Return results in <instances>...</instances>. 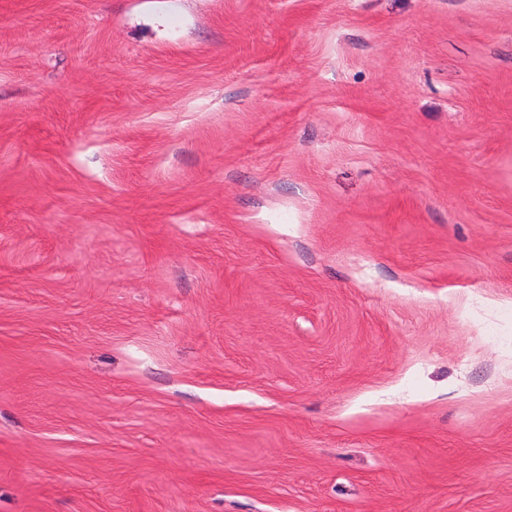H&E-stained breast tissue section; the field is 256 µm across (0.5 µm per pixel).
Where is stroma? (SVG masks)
Masks as SVG:
<instances>
[{"label": "stroma", "instance_id": "1", "mask_svg": "<svg viewBox=\"0 0 512 512\" xmlns=\"http://www.w3.org/2000/svg\"><path fill=\"white\" fill-rule=\"evenodd\" d=\"M0 512H512V0H0Z\"/></svg>", "mask_w": 512, "mask_h": 512}]
</instances>
